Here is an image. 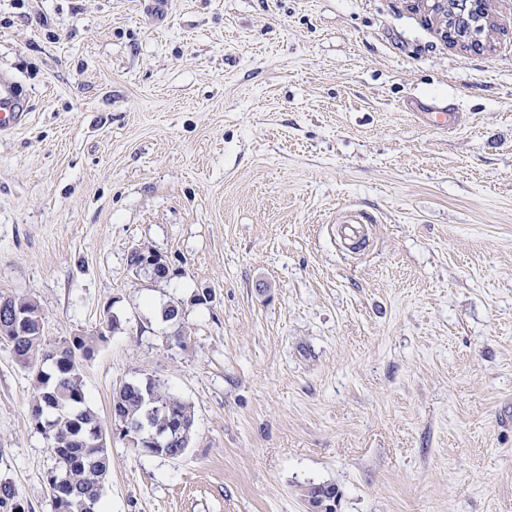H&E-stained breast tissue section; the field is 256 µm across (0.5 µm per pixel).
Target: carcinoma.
Here are the masks:
<instances>
[{"instance_id": "cac0c4a2", "label": "carcinoma", "mask_w": 512, "mask_h": 512, "mask_svg": "<svg viewBox=\"0 0 512 512\" xmlns=\"http://www.w3.org/2000/svg\"><path fill=\"white\" fill-rule=\"evenodd\" d=\"M7 312L0 316V339L7 340L19 364L33 372L34 392L30 413L44 434L56 465L48 472L56 512H102L101 499L112 468V456L97 414L88 406L83 380L84 361L97 344L95 336H71L49 348L42 341V310L32 299L0 295ZM114 418L127 433L137 434L136 445L145 454L179 458L189 448L193 426L191 406L158 379H133L124 383L113 399ZM179 430L180 440L157 445V430ZM18 492L0 481V512L22 508ZM309 499L337 498L333 485H312Z\"/></svg>"}]
</instances>
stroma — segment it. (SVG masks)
<instances>
[{"label": "stroma", "mask_w": 512, "mask_h": 512, "mask_svg": "<svg viewBox=\"0 0 512 512\" xmlns=\"http://www.w3.org/2000/svg\"><path fill=\"white\" fill-rule=\"evenodd\" d=\"M147 3L0 0L29 110L0 134V294L47 346L106 335L105 512H311L322 483L336 512H512V0H483L484 52L410 0ZM144 246L167 279L131 271ZM140 377L192 407L179 459L115 432ZM32 387L0 341V480L55 512Z\"/></svg>", "instance_id": "1"}]
</instances>
